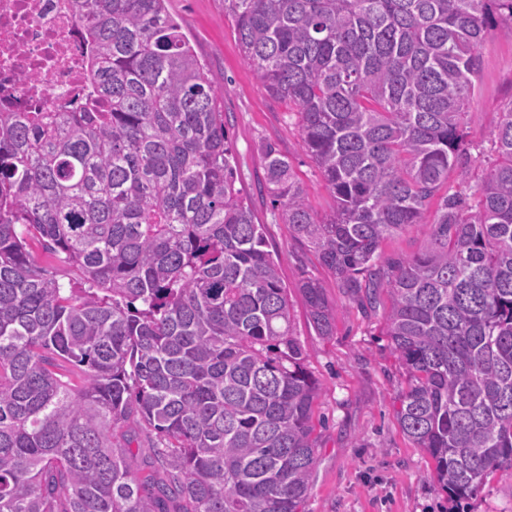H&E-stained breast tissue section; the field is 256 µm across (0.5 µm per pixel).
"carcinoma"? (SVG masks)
Wrapping results in <instances>:
<instances>
[{
  "label": "carcinoma",
  "instance_id": "1",
  "mask_svg": "<svg viewBox=\"0 0 512 512\" xmlns=\"http://www.w3.org/2000/svg\"><path fill=\"white\" fill-rule=\"evenodd\" d=\"M107 107L0 112V512H302L316 382L224 94L166 0H72ZM268 95L298 108L335 205L270 148L263 188L351 300L387 295L397 417L459 498L512 465V106L472 200L478 48L512 0H224ZM435 205L431 242L378 263ZM36 240L79 287L39 267ZM310 317L337 311L302 279ZM159 437L134 469L124 428Z\"/></svg>",
  "mask_w": 512,
  "mask_h": 512
}]
</instances>
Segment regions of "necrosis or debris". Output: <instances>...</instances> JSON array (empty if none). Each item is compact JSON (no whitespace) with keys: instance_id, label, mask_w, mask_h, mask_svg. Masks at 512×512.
I'll return each instance as SVG.
<instances>
[{"instance_id":"necrosis-or-debris-1","label":"necrosis or debris","mask_w":512,"mask_h":512,"mask_svg":"<svg viewBox=\"0 0 512 512\" xmlns=\"http://www.w3.org/2000/svg\"><path fill=\"white\" fill-rule=\"evenodd\" d=\"M72 0H0V108L71 112L94 98Z\"/></svg>"}]
</instances>
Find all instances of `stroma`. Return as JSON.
Returning <instances> with one entry per match:
<instances>
[{"label": "stroma", "mask_w": 512, "mask_h": 512, "mask_svg": "<svg viewBox=\"0 0 512 512\" xmlns=\"http://www.w3.org/2000/svg\"><path fill=\"white\" fill-rule=\"evenodd\" d=\"M202 64L224 91V124L233 144L237 186L250 203L256 223L265 227L268 249L288 288L291 330L306 355L319 397L315 414L317 450L303 512H512V466L491 472L469 497H450L428 477L433 462L415 446L397 419L406 386L401 360L384 336L386 305L370 310L344 296L317 257L282 224L270 198L259 189L266 148L288 156L307 204L317 213L332 210L334 198L302 147L297 108L274 101L224 15V0H167ZM468 128V166L473 178L492 155L501 112L512 105V25L499 24L480 45ZM434 208L421 223L387 239L381 260L408 256L428 242ZM317 278L336 309L332 335L313 325L298 283Z\"/></svg>", "instance_id": "stroma-1"}]
</instances>
